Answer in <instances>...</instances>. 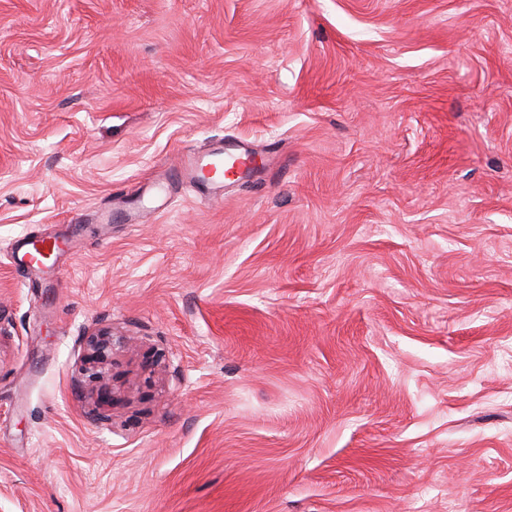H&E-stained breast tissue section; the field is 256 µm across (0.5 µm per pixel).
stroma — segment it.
<instances>
[{"mask_svg": "<svg viewBox=\"0 0 512 512\" xmlns=\"http://www.w3.org/2000/svg\"><path fill=\"white\" fill-rule=\"evenodd\" d=\"M0 512H512V0H0Z\"/></svg>", "mask_w": 512, "mask_h": 512, "instance_id": "stroma-1", "label": "stroma"}]
</instances>
